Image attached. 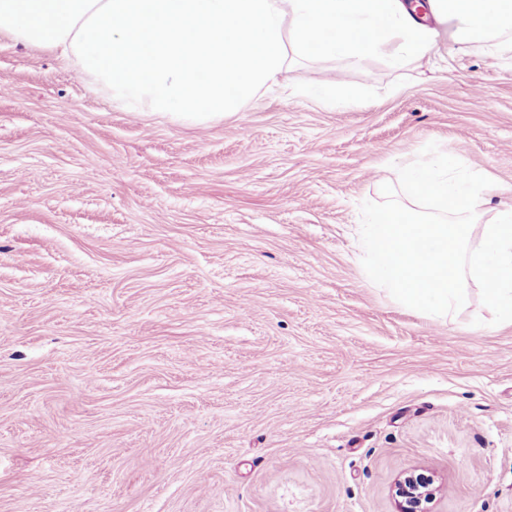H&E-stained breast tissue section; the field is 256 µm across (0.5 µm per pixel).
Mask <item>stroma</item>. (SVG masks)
<instances>
[{
  "label": "stroma",
  "mask_w": 512,
  "mask_h": 512,
  "mask_svg": "<svg viewBox=\"0 0 512 512\" xmlns=\"http://www.w3.org/2000/svg\"><path fill=\"white\" fill-rule=\"evenodd\" d=\"M325 58L221 118L127 112L0 34V512H512V326L353 256L438 143L512 203V60ZM336 78L333 73L325 68L311 67L306 70V75L300 86L294 91L302 95H310L324 104H336L333 90L336 87ZM398 486V496L403 499L399 501L400 512H422L424 503L433 497L432 490H425L424 483L413 476L406 477Z\"/></svg>",
  "instance_id": "1"
}]
</instances>
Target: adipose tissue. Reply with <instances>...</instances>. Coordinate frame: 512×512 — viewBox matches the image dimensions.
<instances>
[{"label": "adipose tissue", "instance_id": "ef3b65f1", "mask_svg": "<svg viewBox=\"0 0 512 512\" xmlns=\"http://www.w3.org/2000/svg\"><path fill=\"white\" fill-rule=\"evenodd\" d=\"M0 0V34L57 53L131 112L220 117L282 85L290 52L441 60L440 43L495 63L512 47V0Z\"/></svg>", "mask_w": 512, "mask_h": 512}]
</instances>
